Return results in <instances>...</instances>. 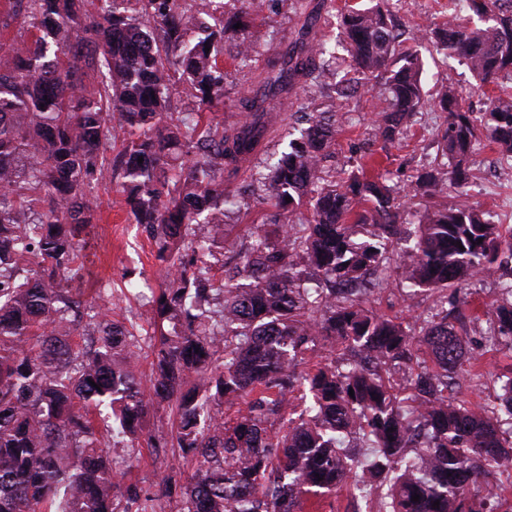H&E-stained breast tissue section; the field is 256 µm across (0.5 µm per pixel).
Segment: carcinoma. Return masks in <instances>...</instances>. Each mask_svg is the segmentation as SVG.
I'll return each mask as SVG.
<instances>
[{"label": "carcinoma", "mask_w": 512, "mask_h": 512, "mask_svg": "<svg viewBox=\"0 0 512 512\" xmlns=\"http://www.w3.org/2000/svg\"><path fill=\"white\" fill-rule=\"evenodd\" d=\"M229 3L5 0L0 10L1 28L26 26L0 41V512H157L174 477L151 495L129 481L144 446L195 466L176 512H299L302 495L348 484L371 498L369 512H512L493 482L512 466V373L497 376L491 403L448 398L459 374L485 377L455 323L469 282L512 259V231L446 195L475 177L481 137L512 171V86L501 83L512 80V0H448V18L420 33L498 93L482 112L450 85L437 93V156L415 182L426 204L402 287L439 293L440 310L412 325L366 306L400 257L402 203L363 162L371 151L339 181L330 172L360 82L379 84L375 139L412 126L424 102L419 50L397 42L388 0L344 6L348 73L326 100L300 104V136L256 165L276 230L246 246L229 241L224 166L257 159L267 104L318 85L330 61L303 32L268 58L240 123H201L224 105V44L247 62L266 38L255 20L270 0ZM105 181L119 183L164 272L146 329L66 287L86 272L87 193ZM217 242L227 246L213 263ZM499 285L486 341L512 348V278ZM421 346L437 369L403 385L397 375ZM297 389L310 395L300 412ZM164 407L168 441L146 429ZM100 422L127 438L125 461L110 458ZM354 440L369 457H356Z\"/></svg>", "instance_id": "1"}]
</instances>
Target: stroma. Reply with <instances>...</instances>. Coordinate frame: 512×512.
<instances>
[{"label":"stroma","mask_w":512,"mask_h":512,"mask_svg":"<svg viewBox=\"0 0 512 512\" xmlns=\"http://www.w3.org/2000/svg\"><path fill=\"white\" fill-rule=\"evenodd\" d=\"M396 19L405 43H412L419 25L429 19H442L448 8V0H397ZM422 83L427 94H434L441 81L454 83L460 91L466 106L473 111H483L490 95L484 92L479 81L473 78L467 67L456 59L448 61L434 53L422 52ZM263 61L257 60L240 66L225 61L226 87L228 93L223 108L209 113L212 122L230 127L245 114L243 95L257 91L260 87ZM370 91H362L361 99L344 132L338 138L337 164H345L349 157L359 156L361 150L370 143V129L374 115L369 99ZM440 121L434 105H427L424 112L402 139L381 149L384 166L390 171L393 180L398 181L402 190H409L410 180L421 169L432 164L437 147L432 138L426 137L425 128L435 126ZM475 161L482 171V179L469 189L472 201L481 205L493 221L512 225V190L500 188L495 178L499 165L497 154L488 148L480 150ZM93 209V221L86 228L84 238L87 251L93 262L92 274L87 277L82 288L85 296H94L101 288L112 289L117 304L118 319L144 322L150 313L147 300H134L122 295L123 289H158L162 277L154 257L153 247L136 224L130 220L121 204L118 185L101 184L88 194ZM400 270H389L379 289L371 295L374 308L389 316L410 322L419 316L431 314L435 310L436 297L430 293L417 294L406 300L400 295L397 283ZM498 295V284L489 278L472 281L468 287V335L466 337L470 357L477 359L487 374L482 383H475L469 377H461L464 395L474 403H486L496 395L495 375L512 370V349L502 345L492 348L486 345L483 332L486 324L482 312L486 304ZM194 470L173 459L172 456L156 457L153 449L142 448L138 462H135L131 477L138 480L141 487L152 488L165 475L175 477L179 486H186L192 480Z\"/></svg>","instance_id":"1"}]
</instances>
